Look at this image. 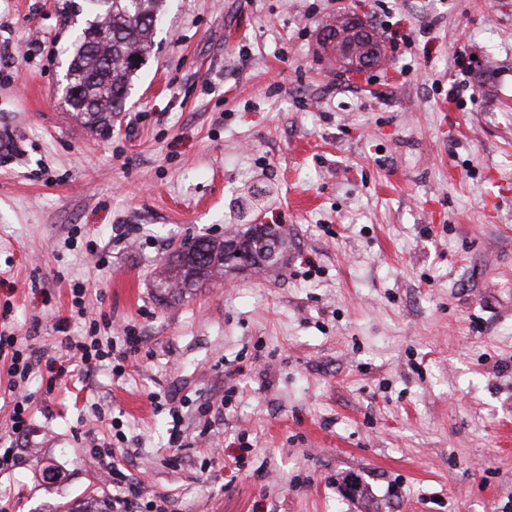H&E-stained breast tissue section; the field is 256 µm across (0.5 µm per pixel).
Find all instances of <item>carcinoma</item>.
Here are the masks:
<instances>
[{"label": "carcinoma", "mask_w": 512, "mask_h": 512, "mask_svg": "<svg viewBox=\"0 0 512 512\" xmlns=\"http://www.w3.org/2000/svg\"><path fill=\"white\" fill-rule=\"evenodd\" d=\"M164 0H86L67 60L63 93L77 119L90 128L112 126V117L125 107L136 56L149 55ZM112 24V39L98 40V27ZM281 237L266 224H250L245 232L222 241L198 237L184 243L166 261L158 287L167 294L210 283L230 270H241L232 245L264 266L276 261Z\"/></svg>", "instance_id": "cac0c4a2"}]
</instances>
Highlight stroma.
Wrapping results in <instances>:
<instances>
[{
  "label": "stroma",
  "mask_w": 512,
  "mask_h": 512,
  "mask_svg": "<svg viewBox=\"0 0 512 512\" xmlns=\"http://www.w3.org/2000/svg\"><path fill=\"white\" fill-rule=\"evenodd\" d=\"M84 3L0 0V332L143 342L23 382L0 505L111 502L105 439L171 512H512V0H166L107 131L60 86ZM353 15L354 78L322 43ZM242 224L279 265L157 292ZM325 44L335 47L348 57H353L349 65L350 73L357 74L362 63H367V58L379 56V49L374 43L372 35L364 22L358 18H349L339 22L336 28L329 29L323 33ZM30 407V398L27 395H19L13 404L12 412L10 414L11 422V435L20 437L25 434L28 426V409Z\"/></svg>",
  "instance_id": "1"
}]
</instances>
